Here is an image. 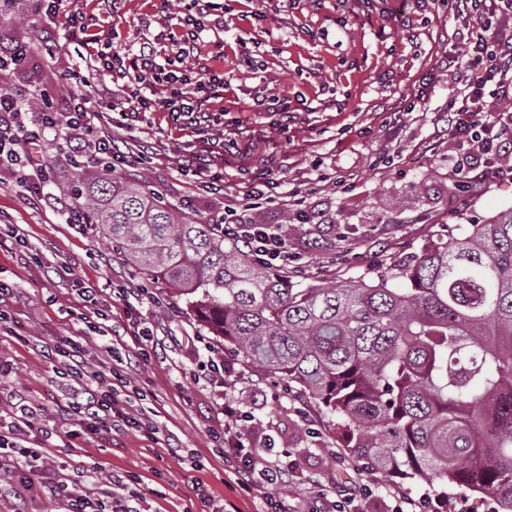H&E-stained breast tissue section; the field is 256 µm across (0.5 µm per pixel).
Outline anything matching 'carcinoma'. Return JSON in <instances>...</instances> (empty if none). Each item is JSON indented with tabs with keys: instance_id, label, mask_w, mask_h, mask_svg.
Returning a JSON list of instances; mask_svg holds the SVG:
<instances>
[{
	"instance_id": "cac0c4a2",
	"label": "carcinoma",
	"mask_w": 512,
	"mask_h": 512,
	"mask_svg": "<svg viewBox=\"0 0 512 512\" xmlns=\"http://www.w3.org/2000/svg\"><path fill=\"white\" fill-rule=\"evenodd\" d=\"M74 203L245 365L339 419L383 477L439 478L512 512V210L372 282L299 288L143 177L101 169Z\"/></svg>"
}]
</instances>
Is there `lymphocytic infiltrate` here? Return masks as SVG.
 <instances>
[{"label": "lymphocytic infiltrate", "mask_w": 512, "mask_h": 512, "mask_svg": "<svg viewBox=\"0 0 512 512\" xmlns=\"http://www.w3.org/2000/svg\"><path fill=\"white\" fill-rule=\"evenodd\" d=\"M71 4L72 0H34V20L64 30L77 46H87L94 19L72 9ZM215 10L214 0H186L181 37L172 40L166 32H159L156 40L142 43L130 57L112 52L109 43H98L95 69L109 76V86L98 88L80 79L61 110L33 112L22 97L0 92V166L28 185L31 203L41 200L38 189L30 185L31 169L47 134L70 145L64 155L67 167L117 170L127 165L128 156L111 136L100 134L101 124L124 127L140 114L163 110L184 125H222L223 113L210 110L208 104L224 90L223 70L184 65ZM457 14L461 22L454 35L461 50L449 56L448 68L468 72L469 80L448 100V130L467 146L454 166L460 177L458 190L468 192L479 173L500 171L506 154L512 153V113H492L487 101L488 87L512 81V0H458ZM159 40L171 43L167 58L158 55L155 43ZM222 230L225 239L241 242L258 262L287 264L286 239L252 222L250 215H234ZM45 355L57 360L64 374L77 383L76 389L56 402L69 440L91 438L115 444L132 431L152 438L160 433L155 409L131 399L130 379L121 367L92 359L78 343L54 344ZM245 420L238 400L225 401L224 453L234 462L238 485L249 493L288 486L293 461L271 458L269 449L252 446L245 437ZM33 429L38 432L34 438L29 435ZM55 433L42 405L30 401L24 390L13 392L8 411L0 413V469L11 474L9 483L0 485V495L9 494L17 505H24L34 486L32 478L39 475L47 496L65 499L66 512H146L147 498L134 475L106 474L96 464L83 469L85 482H95L102 473L109 485L107 491L92 497L74 488L66 462L46 466L45 452ZM371 494L365 484L347 487L331 481L319 488L311 512H358V502Z\"/></svg>", "instance_id": "1"}]
</instances>
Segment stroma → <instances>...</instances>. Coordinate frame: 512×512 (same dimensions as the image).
<instances>
[{"label": "stroma", "instance_id": "1", "mask_svg": "<svg viewBox=\"0 0 512 512\" xmlns=\"http://www.w3.org/2000/svg\"><path fill=\"white\" fill-rule=\"evenodd\" d=\"M223 27L203 32L189 65L224 66V91L212 109H225L223 126L196 135L174 124L164 111L146 113L131 129H115L118 145L133 144L142 161L125 167L128 177L147 175L167 202L184 205L186 217L226 216L252 209L263 223L287 226L290 260L285 268L298 286L343 287L373 277L422 255L432 244L452 241L466 225L483 224L512 209V182L476 185L468 194L453 186L452 157L460 143L446 121V61L459 46L456 21L443 0H410L396 15L393 0H220ZM160 0H74L92 14V33L110 38L121 54L135 52L161 30L180 33L174 15L160 12ZM22 42L28 64L14 71L8 88L34 95L49 89L62 102L76 75L92 83L104 77L92 59L78 58L62 33L46 37L35 24L28 0H13L0 13V45ZM287 99L294 111L287 129L251 105L259 95ZM253 143L250 155L224 152L223 141ZM211 142L219 191L197 188L179 167L190 153ZM46 168L40 172L43 200L31 205L28 193L10 173L0 174V281L12 294L4 307L8 326L0 329V360L11 374L0 382V407L10 392L25 387L29 398L53 407L57 378L42 356L43 344L61 337L81 341L90 354L110 346L109 337L85 335L80 306L73 301L72 278L100 282L109 296L130 283L147 284L163 297L162 307L138 306L137 316L152 329L154 350L148 362L130 368L133 386L157 410L163 431L171 433L180 455L165 441L129 433L120 448L93 440L69 448L53 437L72 468L94 463L141 479L152 512H189L195 484L234 503L239 512H259V499L243 494L224 457L221 405L243 402L248 430L257 447L289 454L296 475L282 494L309 508L320 484L330 477H353L343 430L298 386L245 366L232 350L234 366L225 385L196 384L192 371L205 359L214 337L199 325L183 298L163 280H145L123 260L104 235L78 233L65 221L57 187L92 179V172L64 173L58 143L45 144ZM275 179L280 194L296 195L305 223L285 222L279 197L250 198V184ZM25 235L37 261L12 245L9 226ZM27 249V250H28ZM71 277H60V265ZM361 480L373 495L361 512H391L393 494L418 498L447 492L445 512H494L492 497L464 488L389 481L372 470Z\"/></svg>", "mask_w": 512, "mask_h": 512}]
</instances>
